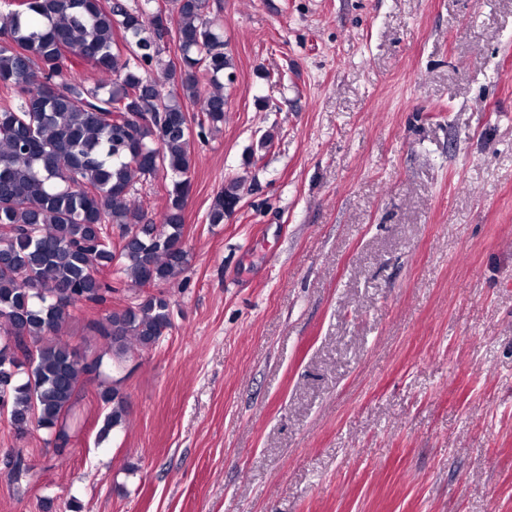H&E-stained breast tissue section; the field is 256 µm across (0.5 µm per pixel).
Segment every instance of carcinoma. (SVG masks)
<instances>
[{
  "mask_svg": "<svg viewBox=\"0 0 512 512\" xmlns=\"http://www.w3.org/2000/svg\"><path fill=\"white\" fill-rule=\"evenodd\" d=\"M180 66L161 58L163 20L123 0H4L0 25V414L17 431L47 432L65 452L66 421L81 380L95 377L110 407L103 431L127 421L112 373L152 349L171 325L161 289L187 268L184 210L193 167L188 114L198 135L224 124V81L232 59L206 18V0H173ZM121 32L128 53L115 39ZM102 76L89 86L68 76L71 58ZM41 80L31 81L34 71ZM172 88L163 93L160 84ZM171 176L160 223L131 199L133 185L159 170ZM232 179L214 197L209 222L240 199ZM115 227L119 241L112 240ZM116 271L130 286L158 293L89 324L99 349L80 354L57 335L71 313L106 302Z\"/></svg>",
  "mask_w": 512,
  "mask_h": 512,
  "instance_id": "1",
  "label": "carcinoma"
}]
</instances>
